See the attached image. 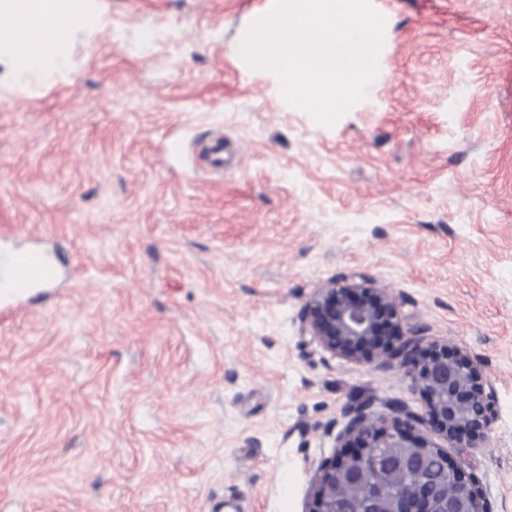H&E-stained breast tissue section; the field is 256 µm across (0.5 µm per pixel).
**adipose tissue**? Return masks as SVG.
<instances>
[{
	"instance_id": "1",
	"label": "adipose tissue",
	"mask_w": 512,
	"mask_h": 512,
	"mask_svg": "<svg viewBox=\"0 0 512 512\" xmlns=\"http://www.w3.org/2000/svg\"><path fill=\"white\" fill-rule=\"evenodd\" d=\"M83 0H0V48L20 53L27 30L39 29L47 49L58 50L63 29L78 26Z\"/></svg>"
}]
</instances>
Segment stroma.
<instances>
[{
  "label": "stroma",
  "mask_w": 512,
  "mask_h": 512,
  "mask_svg": "<svg viewBox=\"0 0 512 512\" xmlns=\"http://www.w3.org/2000/svg\"><path fill=\"white\" fill-rule=\"evenodd\" d=\"M373 4L379 73L330 128L237 54L273 0H89L63 57L0 54V255L64 273L0 315V512H305L345 404L423 408L303 331L351 272L481 363L489 444L448 458L512 512V0Z\"/></svg>",
  "instance_id": "35a3bbf8"
}]
</instances>
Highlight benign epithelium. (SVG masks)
Listing matches in <instances>:
<instances>
[{
    "mask_svg": "<svg viewBox=\"0 0 512 512\" xmlns=\"http://www.w3.org/2000/svg\"><path fill=\"white\" fill-rule=\"evenodd\" d=\"M304 331L333 357L400 368L426 404L366 398L346 404L341 451L314 471L306 512H484L474 480L448 462L439 436L465 451L484 448L496 420L480 363L405 327L387 289L362 273L335 277L302 308ZM445 459L451 484L431 488L430 463Z\"/></svg>",
    "mask_w": 512,
    "mask_h": 512,
    "instance_id": "obj_1",
    "label": "benign epithelium"
}]
</instances>
